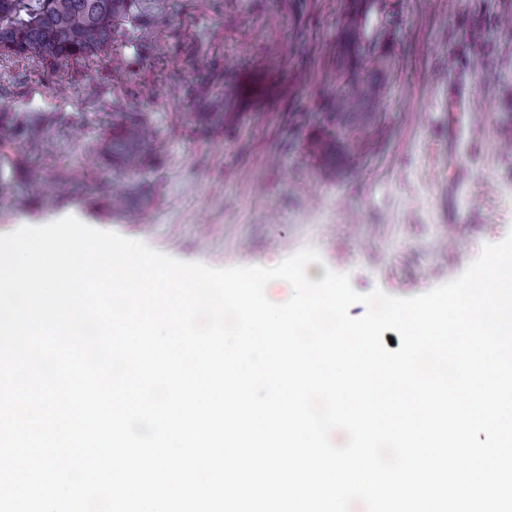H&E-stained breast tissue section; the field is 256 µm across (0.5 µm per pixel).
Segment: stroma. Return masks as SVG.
<instances>
[{"label": "stroma", "mask_w": 512, "mask_h": 512, "mask_svg": "<svg viewBox=\"0 0 512 512\" xmlns=\"http://www.w3.org/2000/svg\"><path fill=\"white\" fill-rule=\"evenodd\" d=\"M343 0H138L133 22L64 73L0 55V234L67 215L211 267L319 252L398 297L458 277L512 230V0H389L393 68L359 164L320 182L308 144L336 83ZM470 111L448 110L454 79ZM48 120L38 152L19 121ZM147 121L164 149L135 175L112 142ZM47 196L35 183L56 177ZM122 186L128 215L112 209Z\"/></svg>", "instance_id": "stroma-1"}]
</instances>
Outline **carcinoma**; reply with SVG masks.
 Listing matches in <instances>:
<instances>
[{
  "instance_id": "carcinoma-1",
  "label": "carcinoma",
  "mask_w": 512,
  "mask_h": 512,
  "mask_svg": "<svg viewBox=\"0 0 512 512\" xmlns=\"http://www.w3.org/2000/svg\"><path fill=\"white\" fill-rule=\"evenodd\" d=\"M362 0H348L347 23L340 39L347 53L336 58V87L325 107V138L310 142L308 153L317 176L339 174L336 147L357 163L371 132L356 122L382 93L392 61L379 40H364L372 25H389L388 16L365 21ZM136 0H0V51L45 65L57 72L71 61L95 57L115 42L119 26ZM155 137L145 122L131 125L119 145L125 168L135 172L155 152Z\"/></svg>"
}]
</instances>
